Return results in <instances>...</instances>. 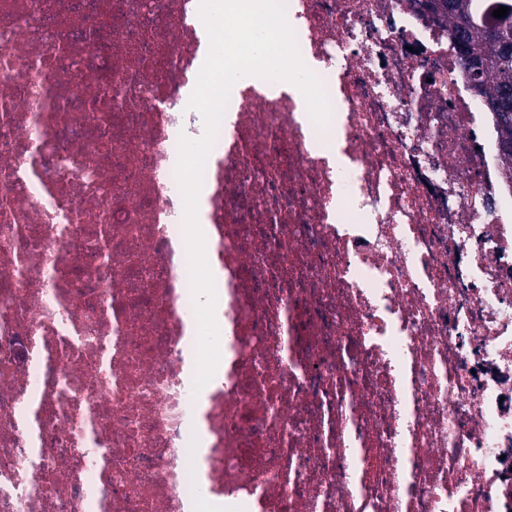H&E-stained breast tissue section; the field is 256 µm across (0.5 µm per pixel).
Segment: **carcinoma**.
<instances>
[{
	"instance_id": "1",
	"label": "carcinoma",
	"mask_w": 512,
	"mask_h": 512,
	"mask_svg": "<svg viewBox=\"0 0 512 512\" xmlns=\"http://www.w3.org/2000/svg\"><path fill=\"white\" fill-rule=\"evenodd\" d=\"M442 15L448 18L457 46L462 75L475 84L487 109L495 115L500 140H512V123L503 119L509 111L505 91L512 87V56L506 57L488 36L487 28L512 27V0H446ZM505 6L508 14L496 18L492 11Z\"/></svg>"
}]
</instances>
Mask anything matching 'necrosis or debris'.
Masks as SVG:
<instances>
[{"label": "necrosis or debris", "mask_w": 512, "mask_h": 512, "mask_svg": "<svg viewBox=\"0 0 512 512\" xmlns=\"http://www.w3.org/2000/svg\"><path fill=\"white\" fill-rule=\"evenodd\" d=\"M199 0H0V512H512V183L418 0H286L327 126L249 78L176 179Z\"/></svg>", "instance_id": "4bbe7bcc"}]
</instances>
